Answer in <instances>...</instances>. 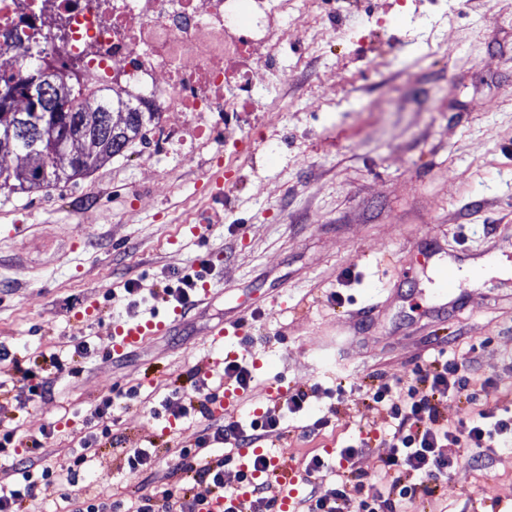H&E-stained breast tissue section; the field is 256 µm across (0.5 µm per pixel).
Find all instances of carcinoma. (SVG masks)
Wrapping results in <instances>:
<instances>
[{
  "label": "carcinoma",
  "mask_w": 512,
  "mask_h": 512,
  "mask_svg": "<svg viewBox=\"0 0 512 512\" xmlns=\"http://www.w3.org/2000/svg\"><path fill=\"white\" fill-rule=\"evenodd\" d=\"M21 75L0 74V131L14 124L30 126L32 133L12 142L0 139V151L13 150L35 154L34 165L16 166L11 170L0 168V193L7 195L19 191L46 189L61 182L67 183L87 175L107 160L121 156L135 144L146 140L147 128L157 118L155 112H143L133 101L121 95H112V90L91 91L93 78L88 74L69 72L65 81L59 82L58 90L69 103L68 111L25 112L18 114L7 109V102L25 91L24 72L33 60L22 56L16 59ZM102 105L106 108L125 106L127 122L121 128L112 125L111 113L99 112L93 122L85 123V114L90 108ZM80 132L88 143L89 150L84 161L68 168H56L43 173L42 167L49 162L52 152L58 148V138L66 132Z\"/></svg>",
  "instance_id": "1"
}]
</instances>
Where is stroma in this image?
Listing matches in <instances>:
<instances>
[{
    "instance_id": "35a3bbf8",
    "label": "stroma",
    "mask_w": 512,
    "mask_h": 512,
    "mask_svg": "<svg viewBox=\"0 0 512 512\" xmlns=\"http://www.w3.org/2000/svg\"><path fill=\"white\" fill-rule=\"evenodd\" d=\"M310 33L283 43L260 108L236 120L256 142L230 192L213 195L233 146L214 134L193 162L178 147L136 145L59 187L0 194V429L18 437L55 424L53 466L69 462L113 398L112 435L89 453L75 488H122L134 512L144 484L215 490L176 471L171 447H193L207 422L161 414L173 395L223 394L229 362L252 381L214 419L248 424L272 408L283 433L265 441L288 471L357 441L352 460L382 478L393 425L366 391L403 384L436 348L473 369L477 399L441 415L512 404V0H313ZM210 260L215 296L168 335L110 357L113 325L173 305L164 286ZM455 266L466 288H444ZM135 291H128V284ZM236 322L213 342L209 331ZM88 343L78 357L74 347ZM58 353L73 370L55 394L25 402L18 367L42 373ZM137 389L128 400L122 393ZM304 390L303 409L288 395ZM320 429H313L317 419ZM151 470L129 474L126 449ZM407 512H512V449L481 466L461 459Z\"/></svg>"
}]
</instances>
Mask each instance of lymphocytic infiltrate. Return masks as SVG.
I'll list each match as a JSON object with an SVG mask.
<instances>
[{
	"label": "lymphocytic infiltrate",
	"mask_w": 512,
	"mask_h": 512,
	"mask_svg": "<svg viewBox=\"0 0 512 512\" xmlns=\"http://www.w3.org/2000/svg\"><path fill=\"white\" fill-rule=\"evenodd\" d=\"M470 379L461 373L455 360L437 356L425 366L416 367L406 385L379 383L369 393L370 401L383 408L393 423L392 453L383 469L391 473L390 484L378 485L361 477L343 478L331 487L310 494L305 512H403L402 507L417 496L428 495L448 478L449 471L470 449L512 446V407L489 409L460 418L456 425L443 424L440 406L449 396L467 390ZM211 394H204L196 406L170 398L165 409L174 418L200 413L209 424L194 448H179L177 467L205 480L216 489L224 487V467L238 460L242 448L280 436V419L274 411L252 418L249 425L212 422ZM49 431L29 446H22L15 432L0 431V461L15 460L27 452L28 463L19 468L16 479L0 481V512H20L22 503L33 498L38 482L54 475L44 460V444ZM224 444L223 456L206 461L211 443ZM136 512H197L198 501L182 485L159 487L141 494Z\"/></svg>",
	"instance_id": "lymphocytic-infiltrate-1"
}]
</instances>
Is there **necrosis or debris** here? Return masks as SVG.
Wrapping results in <instances>:
<instances>
[{"label":"necrosis or debris","instance_id":"1","mask_svg":"<svg viewBox=\"0 0 512 512\" xmlns=\"http://www.w3.org/2000/svg\"><path fill=\"white\" fill-rule=\"evenodd\" d=\"M290 8V0H0V72L11 71L16 57L5 33L60 22L64 57L159 113V144L190 128L206 139V117L231 119L270 82L289 83L272 63Z\"/></svg>","mask_w":512,"mask_h":512}]
</instances>
